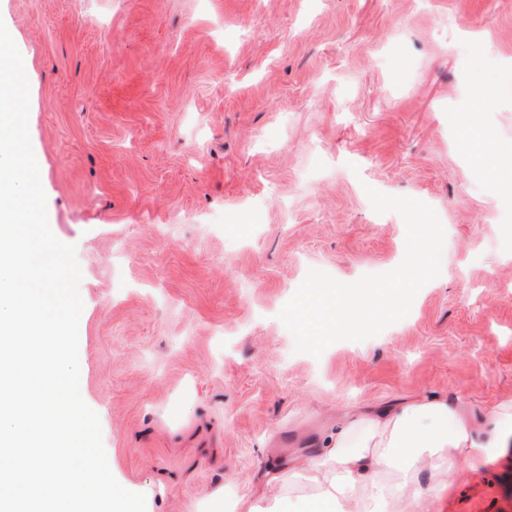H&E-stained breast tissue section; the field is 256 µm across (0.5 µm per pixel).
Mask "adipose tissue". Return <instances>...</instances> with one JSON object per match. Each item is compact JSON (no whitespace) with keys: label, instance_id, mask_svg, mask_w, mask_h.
<instances>
[{"label":"adipose tissue","instance_id":"adipose-tissue-1","mask_svg":"<svg viewBox=\"0 0 512 512\" xmlns=\"http://www.w3.org/2000/svg\"><path fill=\"white\" fill-rule=\"evenodd\" d=\"M512 442V403L472 419L427 395L339 422L312 453L267 470L233 512H429L460 463L495 458Z\"/></svg>","mask_w":512,"mask_h":512}]
</instances>
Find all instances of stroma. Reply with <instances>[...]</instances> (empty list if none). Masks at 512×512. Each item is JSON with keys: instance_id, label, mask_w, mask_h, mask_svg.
<instances>
[{"instance_id": "obj_1", "label": "stroma", "mask_w": 512, "mask_h": 512, "mask_svg": "<svg viewBox=\"0 0 512 512\" xmlns=\"http://www.w3.org/2000/svg\"><path fill=\"white\" fill-rule=\"evenodd\" d=\"M0 20L82 272L81 396L146 512H224L357 411L512 401V0H0ZM369 187L435 209L441 272L379 335L296 352L278 314L309 269L404 257ZM437 512H512V447Z\"/></svg>"}]
</instances>
